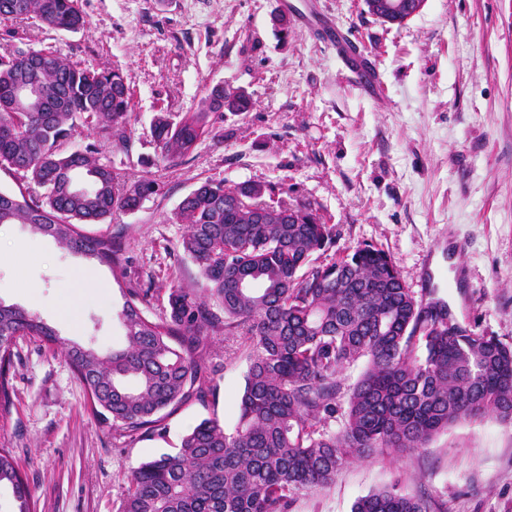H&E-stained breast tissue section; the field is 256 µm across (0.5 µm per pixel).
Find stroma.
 <instances>
[{"label": "stroma", "mask_w": 512, "mask_h": 512, "mask_svg": "<svg viewBox=\"0 0 512 512\" xmlns=\"http://www.w3.org/2000/svg\"><path fill=\"white\" fill-rule=\"evenodd\" d=\"M309 2L290 0L284 33L273 22L277 0H82L90 25L77 33L0 23V50L51 45L123 70L133 94L128 143H99L97 157L126 181L148 176L162 187L139 208L82 227L121 242L120 278L30 225L0 224V301L100 353L123 348L126 289H146L145 313L157 320L172 284L200 283L180 247L186 229L172 220L180 202L207 178L254 181L318 209L336 234L332 254L384 250L415 297H441L453 320L512 346V0H427L399 27L364 0H320L374 61V93L298 24ZM217 84L246 93L251 109L210 113L192 155L162 160L154 117L180 122ZM455 240L464 243L462 282L442 271L424 291L423 272ZM84 268L96 281L81 279ZM225 348L217 341L205 363L215 385L206 400L131 442L93 413L60 349L17 338L0 448L17 460L38 512H117L132 468L175 453L202 419L233 429L247 353L228 360ZM394 483L440 512H512V424L465 421L427 448L347 463L292 512H351L357 498Z\"/></svg>", "instance_id": "obj_1"}]
</instances>
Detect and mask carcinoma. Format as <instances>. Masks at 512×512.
<instances>
[{
    "label": "carcinoma",
    "instance_id": "cac0c4a2",
    "mask_svg": "<svg viewBox=\"0 0 512 512\" xmlns=\"http://www.w3.org/2000/svg\"><path fill=\"white\" fill-rule=\"evenodd\" d=\"M14 20L64 32L88 25L79 0H0V23ZM37 74L58 93L48 112L27 105L0 111V168L22 172L45 192L0 191V224H29L63 248L119 268L120 242L89 237L81 225L137 208L160 185L147 176L122 182L94 158L95 144H70L81 127L126 144V76L53 46L28 60L6 50L0 102ZM223 109L224 90L215 87L180 123L157 115L161 157L191 155L209 113ZM81 173L93 176L94 189L77 194L67 182ZM173 220L187 227L181 247L198 268L202 293L169 288L168 313L154 321L144 313L148 292L127 289L121 350L85 348L35 313L0 303V402L11 398L16 337L62 345L93 411L131 442L165 429L177 407L212 390L203 362L215 337L238 339L246 349L233 431L204 419L176 453L140 463L127 477L118 512H292L301 493L326 488L348 462L424 448L449 427L487 415L512 423V347L461 328L443 303H419L380 249L358 246L339 260H321L334 238L311 204L291 203L258 182L207 179ZM244 280L251 287H240ZM360 360L364 371L344 387L343 370ZM338 411L342 426L332 432L328 421ZM2 486L12 490L14 512H35L17 461L0 448ZM351 512H434V503L394 484L358 498Z\"/></svg>",
    "mask_w": 512,
    "mask_h": 512
}]
</instances>
